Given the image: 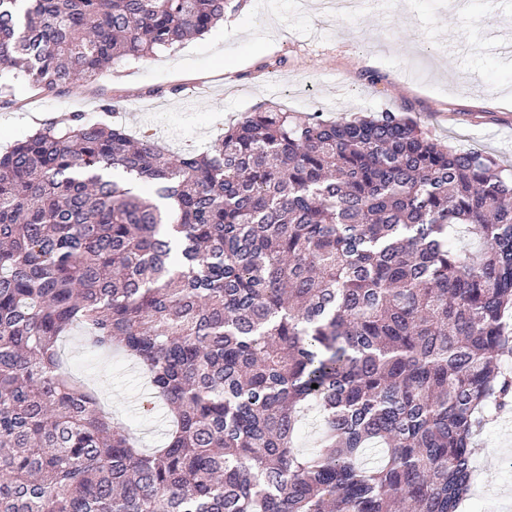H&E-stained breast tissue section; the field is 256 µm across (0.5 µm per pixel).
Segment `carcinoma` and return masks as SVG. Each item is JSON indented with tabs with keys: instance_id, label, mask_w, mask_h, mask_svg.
<instances>
[{
	"instance_id": "1",
	"label": "carcinoma",
	"mask_w": 512,
	"mask_h": 512,
	"mask_svg": "<svg viewBox=\"0 0 512 512\" xmlns=\"http://www.w3.org/2000/svg\"><path fill=\"white\" fill-rule=\"evenodd\" d=\"M229 2L0 0V69L52 93ZM459 225L490 248L458 253ZM510 310L512 168L393 112L258 106L181 155L46 123L0 152V512H459L472 438L512 411ZM75 325L146 370L164 447L64 370ZM321 434V421L314 410H308L303 420L302 431L299 440L300 449L310 452L318 446Z\"/></svg>"
}]
</instances>
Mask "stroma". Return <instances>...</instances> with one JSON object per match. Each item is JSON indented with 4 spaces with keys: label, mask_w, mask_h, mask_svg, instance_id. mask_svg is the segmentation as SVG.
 Listing matches in <instances>:
<instances>
[{
    "label": "stroma",
    "mask_w": 512,
    "mask_h": 512,
    "mask_svg": "<svg viewBox=\"0 0 512 512\" xmlns=\"http://www.w3.org/2000/svg\"><path fill=\"white\" fill-rule=\"evenodd\" d=\"M512 0H375L367 10L324 18L318 0H241L207 34L145 60H118L58 92L31 95L14 71L15 100L0 104V151L31 134L40 114L65 124L74 112L100 120L102 105L132 133L150 131L177 154L209 146L259 105L307 118L350 120L390 111L432 137L512 165V38L503 12ZM63 365L94 387L114 418L131 423L142 451L162 445L171 423L150 398L142 368L120 352L94 354L82 330L58 342ZM512 413L475 439L466 512H512Z\"/></svg>",
    "instance_id": "35a3bbf8"
}]
</instances>
